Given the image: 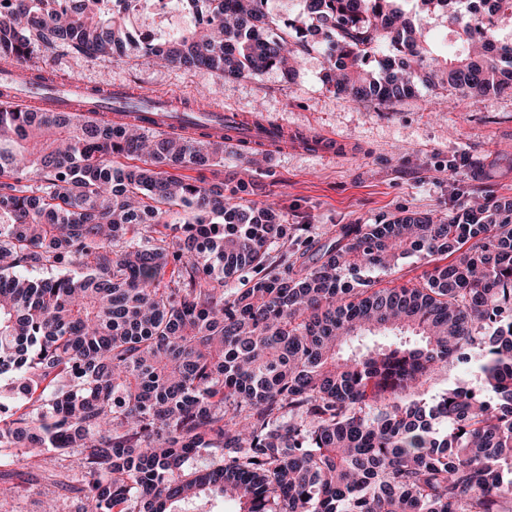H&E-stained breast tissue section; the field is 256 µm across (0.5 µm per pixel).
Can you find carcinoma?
Returning a JSON list of instances; mask_svg holds the SVG:
<instances>
[{
    "mask_svg": "<svg viewBox=\"0 0 512 512\" xmlns=\"http://www.w3.org/2000/svg\"><path fill=\"white\" fill-rule=\"evenodd\" d=\"M0 66L32 45L132 50L226 78L327 46L324 82L392 103L416 84L512 89V0H305L288 20L266 0H185L198 22L133 43L126 14L78 0H0ZM439 15L459 46L432 50ZM395 60L368 59L388 50ZM224 162L187 130L39 107L0 110V457L39 469L57 454L91 512H183L210 496L236 512H512V198L441 216L341 224L323 243L224 184L168 169ZM412 253L411 285L363 276ZM482 352L488 398L418 394L436 367ZM206 453L209 464L187 470Z\"/></svg>",
    "mask_w": 512,
    "mask_h": 512,
    "instance_id": "obj_1",
    "label": "carcinoma"
}]
</instances>
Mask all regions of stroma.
I'll return each instance as SVG.
<instances>
[{
  "mask_svg": "<svg viewBox=\"0 0 512 512\" xmlns=\"http://www.w3.org/2000/svg\"><path fill=\"white\" fill-rule=\"evenodd\" d=\"M30 67L97 85L120 82L135 91L182 92L197 108L221 107L311 133L331 132L349 154L324 159L290 151L266 152L258 163L224 148L223 166L204 170L207 182L245 183L250 200L271 203L286 224L308 225L327 239L340 224H382L402 211L447 212L472 195L512 197V91L465 97L451 87L424 86L386 105L358 102L329 91L321 51L302 54L294 79L270 71L224 78L205 69L164 65L130 52L120 58L34 50ZM481 391L477 362L441 366L420 393L435 402L449 387ZM46 472L20 464L0 466V491L13 495L16 512H42Z\"/></svg>",
  "mask_w": 512,
  "mask_h": 512,
  "instance_id": "1",
  "label": "stroma"
}]
</instances>
